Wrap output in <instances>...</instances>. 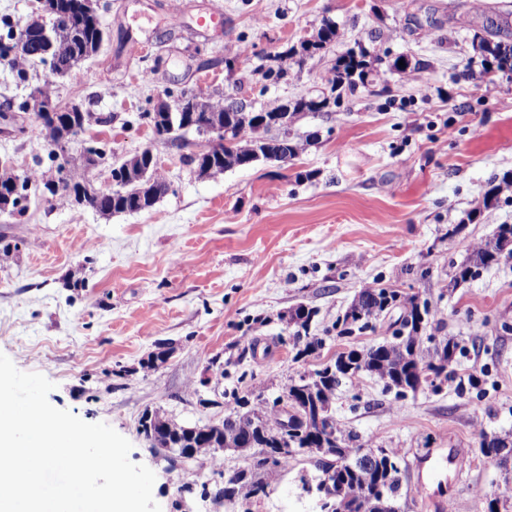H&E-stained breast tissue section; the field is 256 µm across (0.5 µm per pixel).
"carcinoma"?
Here are the masks:
<instances>
[{
	"label": "carcinoma",
	"instance_id": "obj_1",
	"mask_svg": "<svg viewBox=\"0 0 512 512\" xmlns=\"http://www.w3.org/2000/svg\"><path fill=\"white\" fill-rule=\"evenodd\" d=\"M62 5L64 16L60 20L68 33L58 44L60 58L70 66H76L86 60L83 55V45L97 39L99 28L103 27L101 19H88L81 12V0H58ZM338 29L336 23L327 20L319 29L315 42L325 46L336 40ZM475 49L478 51L480 65L484 69L492 66L501 72L512 73V22L506 18L496 20L492 26L482 25V33L474 35ZM21 37L10 30L0 34V57L10 55L14 49H19L22 63L17 66L19 78H25L26 66L35 62L32 55L20 48ZM380 57H371L361 49H351L345 55L336 59L328 80L330 96H322L319 103L328 102L333 98V104H340L343 96H353L359 87L365 85L366 77ZM200 120L203 122L217 121L231 127L229 139L234 141L229 147L222 148L221 161L215 165L212 175H222L224 172L254 165L251 161L253 148L256 145L267 148L261 154L260 161L284 165L282 156L278 155L280 148L275 145L279 135L267 125L259 122L260 111L227 112L224 110V99L210 97L197 104ZM169 189V182L163 170L159 169L153 176V182L146 180L130 181L119 197L98 195L92 190L86 197L87 206L103 215L122 213L132 209L133 204L150 195L154 201L163 198ZM512 254V224H500L493 236L466 249V257L450 276L448 292H453L458 286L476 278L482 270L498 263V256L503 253ZM418 295H410L398 288L369 287L362 289L351 301L342 314L336 318L334 329L336 337L350 338L355 333L373 327L383 313L398 309L409 313L411 323H402L394 330V339L389 345H373L359 350L351 347L336 354V357L321 368L320 377L313 383L306 395L311 415L322 417V430H336L342 438V447L336 449V454L328 457L312 453L302 454L301 448L310 447V434H305L292 445L280 446L274 431L264 425L262 415L273 416L266 410L260 394L253 399L245 397L236 399V409L224 417L219 427H198L194 431L180 430L177 442L182 448L196 449V456L208 455L214 458L218 454L214 448L224 445V449L232 450L248 461L236 476L235 489L238 497L249 498L257 488L266 489L278 471L285 464L305 456L313 465L316 475L315 486L319 487L324 480L330 481L329 497L325 498L326 508L321 512H394L393 507L400 495L401 482L398 471L383 458L366 469H350L343 462V451L358 440L353 432H344L336 419L322 413L324 407L332 405L336 398V390L345 382L361 375H368L384 383L387 391L395 392V397L405 396L406 388L423 387L434 384L435 380L444 377L458 381V387L463 389L476 385V379L469 375H458L452 366L459 358L465 356L466 347L454 338L444 336L445 355H430L429 349L424 348L414 353L418 342V329L421 319L416 317V300ZM315 311L299 305L288 311L286 322L294 328L289 337L295 350L293 360L299 362L316 353L323 346V339L310 334V324ZM363 353V361L355 364L351 370L341 367L343 359L352 357L357 352ZM150 428L143 430L147 440L156 447L164 446L167 439L173 438L172 431L177 424L155 411L146 415ZM281 448L277 455V467L274 470L265 465L261 458L265 448Z\"/></svg>",
	"mask_w": 512,
	"mask_h": 512
}]
</instances>
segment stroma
<instances>
[{
	"mask_svg": "<svg viewBox=\"0 0 512 512\" xmlns=\"http://www.w3.org/2000/svg\"><path fill=\"white\" fill-rule=\"evenodd\" d=\"M215 7L223 26H198ZM98 11L108 38L67 76L36 64L22 81L0 62V111L16 109L24 128H0V156L20 173L51 169L37 116L18 108L46 84L93 115L69 163L92 142L115 163L148 148L171 189L139 213L43 199L0 215V238L14 246L0 253V353L54 383L51 405L128 439L131 461L156 475L161 512H320L299 483L314 471L307 459L266 493L222 502L200 462L168 469L141 419L159 411L185 426L221 424L234 395H281L344 351L331 328L361 289L419 294L432 302V334L466 346L455 369L478 386L442 380L398 399L365 375L337 392L332 412L361 443L396 450L402 512H488L492 501L512 512L502 469L479 451L481 433H512V259L446 291L466 244L512 224V188L483 207L491 181L512 178V74L463 76L483 15L512 12V0H98ZM327 20L339 31L330 48L288 58ZM358 41L381 58L367 91L302 115L288 166L197 175L185 156L205 137L179 148L145 118L187 88L263 106L317 95ZM278 54L288 73L271 86L260 68ZM402 54L403 73L393 67ZM300 304L316 309L325 344L297 363L283 316ZM160 353L165 361L144 369ZM215 359L229 363L224 380ZM452 448L469 451L462 473L436 466Z\"/></svg>",
	"mask_w": 512,
	"mask_h": 512,
	"instance_id": "stroma-1",
	"label": "stroma"
}]
</instances>
